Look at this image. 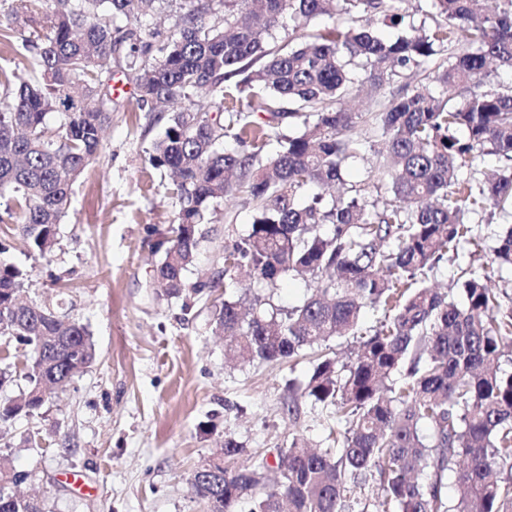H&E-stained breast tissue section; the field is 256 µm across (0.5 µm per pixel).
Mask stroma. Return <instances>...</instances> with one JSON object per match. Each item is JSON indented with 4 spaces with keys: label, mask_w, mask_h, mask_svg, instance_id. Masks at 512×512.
Instances as JSON below:
<instances>
[{
    "label": "stroma",
    "mask_w": 512,
    "mask_h": 512,
    "mask_svg": "<svg viewBox=\"0 0 512 512\" xmlns=\"http://www.w3.org/2000/svg\"><path fill=\"white\" fill-rule=\"evenodd\" d=\"M400 88L396 81L370 95L355 91L342 103L359 114L367 141L343 177L369 203L377 193L368 173L382 140L365 117ZM118 105L101 152L73 187L51 254H33L19 225L0 224L8 246L0 261L27 273L28 298L81 321L96 349L93 363L47 395L39 411L1 425L0 442L14 446L17 467L29 474L24 489L37 495L42 512H205L189 482L225 437L246 447L237 460L243 466L250 451L287 447L295 435L317 446L336 427L327 410L305 399L297 415L288 413V380L304 377L308 362L292 369L228 362L213 333V301L244 292L289 308L311 283L286 277L267 287L243 276L209 302L158 299L151 249L178 209L166 178L148 163L165 125L138 111L135 85ZM252 218L243 195L227 196L212 223L199 228L188 280L222 269L225 248L244 242ZM467 221L482 242V262L491 261L512 218L484 208Z\"/></svg>",
    "instance_id": "obj_1"
}]
</instances>
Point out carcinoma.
<instances>
[{
    "label": "carcinoma",
    "instance_id": "obj_1",
    "mask_svg": "<svg viewBox=\"0 0 512 512\" xmlns=\"http://www.w3.org/2000/svg\"><path fill=\"white\" fill-rule=\"evenodd\" d=\"M9 0L0 45V224H20L41 257L56 241L74 183L103 147L116 98L103 69L116 61L135 82L139 110L188 102L160 113L163 136L149 163L172 176L179 210L157 241L153 280L166 300L209 299L222 277L250 270L258 284L310 277L316 286L282 309L226 298L214 313L225 350L249 363L307 359L310 371L289 387L298 400L333 410L332 444L310 449L294 437L274 459L256 451L251 464L234 438L196 469L192 495L208 512H370L376 483L383 512H512V373L500 368L512 339V304L474 268L480 241L465 214L489 206L512 215V173L481 184L459 177L477 157L512 161V90L483 89L488 63L512 68V0H434L443 20L393 39L374 23L398 26L404 0H184L173 34L143 32V20L166 0ZM308 20L346 15L350 23L316 29L299 46L278 50L268 38L284 15ZM376 90L419 72L438 95L403 87L370 113L385 144L369 182L391 197L366 205L360 191L325 200L343 183L345 162L366 148L353 115L336 107L355 81ZM215 108L224 119L210 118ZM301 123L271 158L267 124ZM57 117L50 126L49 118ZM467 137L455 135L459 128ZM239 149L224 150V138ZM310 184L322 188L301 204ZM241 193L254 211L244 244L224 253V269L187 281L197 259L198 226L224 197ZM458 297L425 285L448 253ZM494 261L512 265V227ZM26 274L0 263V337L28 348V388L0 407V424L38 411L45 393L65 388L95 359L86 325L21 299ZM384 320L365 336V307ZM357 336L348 362L330 342ZM459 467L457 494L448 472ZM29 474L0 450V512H41L20 486Z\"/></svg>",
    "mask_w": 512,
    "mask_h": 512
}]
</instances>
